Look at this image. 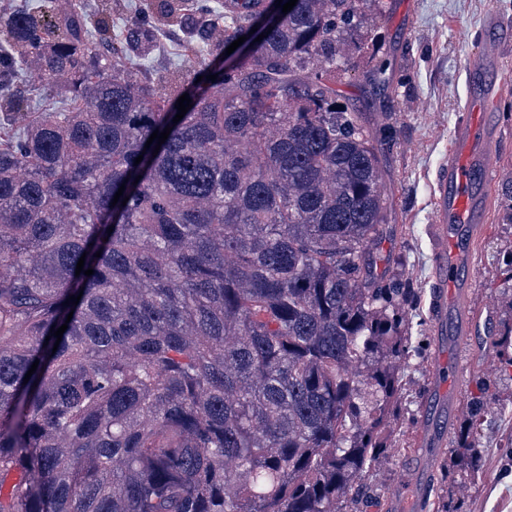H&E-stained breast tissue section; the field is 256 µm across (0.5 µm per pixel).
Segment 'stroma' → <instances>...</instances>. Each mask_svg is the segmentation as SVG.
I'll return each mask as SVG.
<instances>
[{
    "label": "stroma",
    "mask_w": 512,
    "mask_h": 512,
    "mask_svg": "<svg viewBox=\"0 0 512 512\" xmlns=\"http://www.w3.org/2000/svg\"><path fill=\"white\" fill-rule=\"evenodd\" d=\"M378 48L357 52L346 70L336 74L342 104L366 111L371 130L382 116L370 109L371 69L380 61L391 64L394 116L384 148V181L393 194L382 256L395 259L418 292L406 309L412 353L400 368L397 414L391 422L389 453L363 476L384 495L391 512H408L411 500L447 503L450 512H512V378L500 372L499 359H488V330L512 326V287L499 269L512 250V224L504 221L505 184L496 181L472 249V286L466 296L472 334L462 347L450 346L435 329V245L432 234V196L435 172L448 153L457 116L469 93L464 67L487 39H495L502 71L512 72V0H382ZM496 12L506 29L489 33L484 20ZM181 36L158 30L156 47L142 65L148 78H157L173 63H184ZM497 126L501 173H512V84L488 114ZM457 362L461 377L454 389L443 387L438 370ZM494 383L498 397L484 418L479 451L484 463L477 479L455 458L452 448L462 411H449L448 397L467 401L476 378ZM448 417V444L440 451L425 445L433 431L427 415Z\"/></svg>",
    "instance_id": "obj_1"
}]
</instances>
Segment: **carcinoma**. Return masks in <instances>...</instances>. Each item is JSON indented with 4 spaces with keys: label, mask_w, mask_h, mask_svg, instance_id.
<instances>
[{
    "label": "carcinoma",
    "mask_w": 512,
    "mask_h": 512,
    "mask_svg": "<svg viewBox=\"0 0 512 512\" xmlns=\"http://www.w3.org/2000/svg\"><path fill=\"white\" fill-rule=\"evenodd\" d=\"M376 3L155 0L139 11L156 24L111 40L87 0H0V512H383L362 476L416 293L378 270L382 149L334 88ZM161 26L194 63L159 86L137 66ZM28 73L67 106L30 111ZM477 389L455 448L474 475L495 399Z\"/></svg>",
    "instance_id": "cac0c4a2"
}]
</instances>
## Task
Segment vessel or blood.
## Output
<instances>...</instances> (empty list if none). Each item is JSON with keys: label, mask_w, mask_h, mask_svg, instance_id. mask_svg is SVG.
Masks as SVG:
<instances>
[{"label": "vessel or blood", "mask_w": 512, "mask_h": 512, "mask_svg": "<svg viewBox=\"0 0 512 512\" xmlns=\"http://www.w3.org/2000/svg\"><path fill=\"white\" fill-rule=\"evenodd\" d=\"M499 64L494 43H485L469 69L471 96L455 124L448 158L436 174L433 229L436 241V308L438 324H451L457 343L467 341L470 324L461 299L465 286L460 272L469 265L473 224L481 221L498 173L495 151L498 130L487 119V103L499 84L484 80Z\"/></svg>", "instance_id": "vessel-or-blood-1"}]
</instances>
